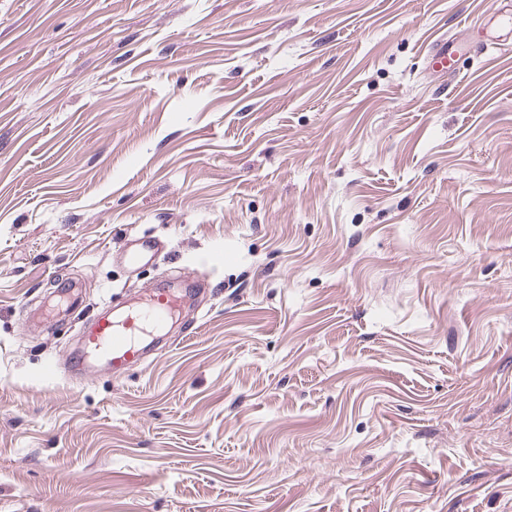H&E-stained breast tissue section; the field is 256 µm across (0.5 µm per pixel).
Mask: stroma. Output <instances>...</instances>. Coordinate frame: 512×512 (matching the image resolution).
<instances>
[{
    "mask_svg": "<svg viewBox=\"0 0 512 512\" xmlns=\"http://www.w3.org/2000/svg\"><path fill=\"white\" fill-rule=\"evenodd\" d=\"M0 512H512V0H0ZM156 241L149 238H140L136 244L125 246L123 249L124 260L132 266L148 262L156 254ZM143 304L119 317H101L83 336V353L73 366H82L88 359L103 363L113 372L141 361L144 343L163 327L165 316L180 308L183 296L166 285L148 290Z\"/></svg>",
    "mask_w": 512,
    "mask_h": 512,
    "instance_id": "1",
    "label": "stroma"
}]
</instances>
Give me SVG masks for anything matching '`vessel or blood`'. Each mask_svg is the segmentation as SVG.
<instances>
[{
    "label": "vessel or blood",
    "instance_id": "b4317fda",
    "mask_svg": "<svg viewBox=\"0 0 512 512\" xmlns=\"http://www.w3.org/2000/svg\"><path fill=\"white\" fill-rule=\"evenodd\" d=\"M155 254V241L145 237L123 250L124 260L132 266L148 262ZM182 301L174 289L159 285L149 289L142 305L118 317L99 318L83 337V353L76 365L94 359L117 371L141 361L146 339L161 330L165 316L180 308Z\"/></svg>",
    "mask_w": 512,
    "mask_h": 512
}]
</instances>
